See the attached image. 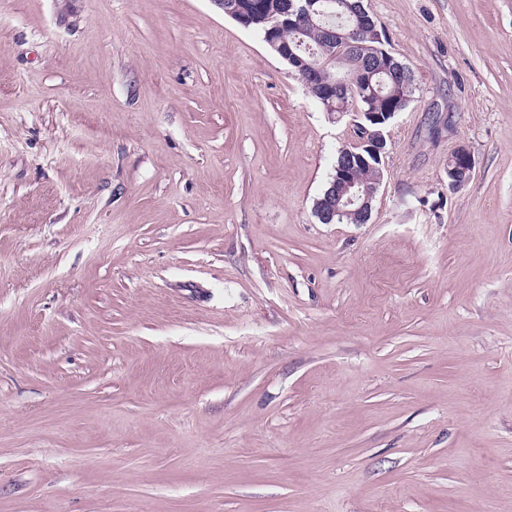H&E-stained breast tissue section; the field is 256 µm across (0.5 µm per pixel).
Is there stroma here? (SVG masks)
<instances>
[{"label":"stroma","instance_id":"1","mask_svg":"<svg viewBox=\"0 0 512 512\" xmlns=\"http://www.w3.org/2000/svg\"><path fill=\"white\" fill-rule=\"evenodd\" d=\"M364 6L323 224L355 117L212 0H0V512H512V0ZM223 1L224 15L229 16L226 10L228 4H235L243 8L246 13L239 14L244 18L246 26H244L243 23L241 24L237 19L231 18L243 27L257 32L261 35L263 41H265L266 36H269L268 30L271 27L270 23L266 21V13L270 12L272 9L274 11L288 10L273 15L276 23L271 27L270 31L274 32L277 29L278 31L272 36L276 40L272 39L269 44L281 59L288 62L289 68V65L294 66L296 70L302 71L307 79L320 76L322 83L327 86L328 92L331 94L326 100V105L331 108L335 105V110L326 109L324 103L325 88L319 78L308 81L305 78H301L299 72H295L294 74V76L304 83L311 95L325 111L345 112L347 109L352 100L350 91L335 99L334 92L339 90L352 89L355 93L361 95L363 99H367L371 95H377L381 98H373L371 104L366 102L364 104L359 97L360 107L371 108V112H361L355 100L349 107V109L351 107L356 109L357 112H354V114L361 120L356 124L358 142L354 144L351 149L346 148L348 162L340 167L338 166L341 164L344 156L342 155L343 149L339 152L332 177L325 190H327L329 186L330 188L326 191L324 197L323 192L320 197L321 199L317 200L314 209L318 218L321 219L323 222L320 221L324 224L332 222L333 218H336V215H338L340 219L343 217L351 218L356 221V224H365L371 217L372 203L380 184L369 186V184L362 180L358 172L361 167H365L360 169V174L365 180L371 182L376 178L375 171L369 168L375 166L374 162H378L381 165L383 159H385L388 152L386 148L387 139L385 128L389 120L398 113L385 112L386 102L382 99L391 100L397 96L398 93L396 89H390L386 94L381 93L384 84L382 75L387 86L386 90L396 86H404L402 94H404L406 98H404L398 109V111H401L408 106L413 90L415 89V74L413 69L385 48V32L382 26L373 19L374 17H372L369 11L361 6L355 7L352 11L350 8L351 4L348 0H307L305 4L299 6L297 9L294 4H300L301 1L299 0H292L294 4L290 2L291 0ZM288 2H290L289 6ZM316 4H318V9H314V5ZM335 10V15L332 14L322 18L313 16V21L309 18L312 13L323 16ZM341 10L344 12L349 11L351 15L349 20H351L352 16L355 17L356 30L362 27L374 26L376 22L377 32H373L371 28L355 32L353 27L345 26L342 20L338 19L342 16ZM300 12L306 13L309 17H307V15H300L298 19L292 17ZM286 15H288V25H285L287 19L282 21L279 19V16ZM294 21L296 22L295 26L290 27L293 25ZM340 24H343V26L339 27ZM298 27L302 29L301 36L304 39L302 37H296ZM325 28L337 31V33H342L343 36H334V40L330 42V36L325 31ZM294 38L296 40H294L293 43H289L292 42ZM379 38H381V41ZM277 39H280L281 42L277 41ZM303 40L304 44L302 45ZM307 43L318 51V55L323 48H326L330 53L329 61L335 59L336 55L332 54L336 52L338 55L336 59L340 60L339 64L345 70L353 69L360 65L375 68L383 63L389 65L390 61L391 69L387 75L384 74V71L388 70V68L385 67L367 70L359 68L356 71L345 73L341 70H337L335 73L330 72L325 74V78L322 72L323 66L319 64V59L315 54H309L303 51L302 57L305 60H310L311 57L314 59L312 62H307L300 56L302 52L301 49H303L304 45ZM386 53L391 54L393 59L387 61ZM333 99H335L334 102ZM472 171L471 151L465 146L458 147L448 158V178L452 183H458L462 175H471Z\"/></svg>","mask_w":512,"mask_h":512}]
</instances>
